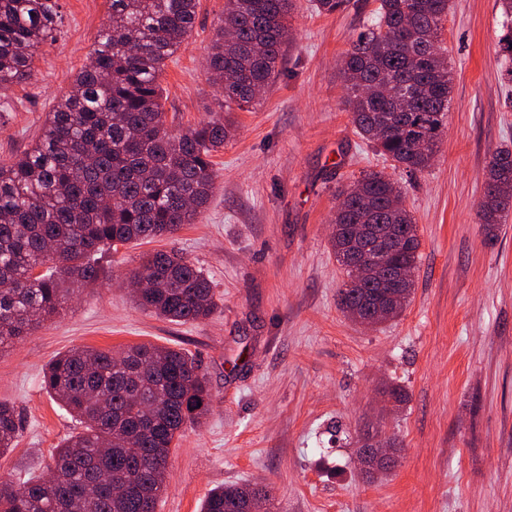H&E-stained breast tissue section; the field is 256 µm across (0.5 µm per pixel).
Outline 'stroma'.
<instances>
[{
  "label": "stroma",
  "instance_id": "stroma-1",
  "mask_svg": "<svg viewBox=\"0 0 512 512\" xmlns=\"http://www.w3.org/2000/svg\"><path fill=\"white\" fill-rule=\"evenodd\" d=\"M60 5L32 78L0 90V162L39 134L107 17V0ZM378 5L348 0L328 14L295 0L273 82L226 113L206 74L224 0H200L161 83L172 131L233 121L212 157L215 191L174 235L104 252L96 286L0 349V400L21 417L0 478L46 473L52 449L82 429L43 387L52 359L150 342L187 352L213 398L172 448L156 512H200L229 484L265 487L276 512H512V215L476 217L492 153L512 149L504 18L498 0H450L441 45L452 101L433 164L412 175L359 136L348 111L341 59ZM365 169L398 184L421 242L406 308L374 326L339 309L345 274L329 244L336 193ZM160 249L203 270L217 300L208 319L174 323L135 303L128 277ZM392 387L402 404H388ZM374 435L393 442L396 463L370 475L360 449Z\"/></svg>",
  "mask_w": 512,
  "mask_h": 512
}]
</instances>
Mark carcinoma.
Returning <instances> with one entry per match:
<instances>
[{
  "mask_svg": "<svg viewBox=\"0 0 512 512\" xmlns=\"http://www.w3.org/2000/svg\"><path fill=\"white\" fill-rule=\"evenodd\" d=\"M108 22L71 90L45 115L40 134L9 163L0 162V347L60 313L69 285L99 281L107 249L169 236L194 223L215 189L211 157L231 137L217 119L173 134L160 84L165 63L193 31L198 0H108ZM449 0H379L372 21L345 53L343 74L356 132L410 173L438 151L453 76L439 55ZM293 0H224L207 57L224 106L245 109L274 78L288 41ZM59 0H0V88L32 76L41 43L53 38ZM512 151L488 161L479 223L500 224L512 211ZM354 196L336 208L331 247L346 280L339 305L367 312L378 288L353 279L350 259L373 261L354 224L393 231L392 265L413 274L416 225L390 177L366 170ZM52 262V270L36 269ZM148 287L139 304L171 322L207 318L211 283L177 251L147 255L132 273ZM44 388L83 424L51 453L49 479L17 486L0 479V512H155L165 490L172 445L211 405L205 373L183 350L151 343L120 356L75 348L50 361ZM20 420L0 401V456L16 446ZM267 490L212 489L201 512H251Z\"/></svg>",
  "mask_w": 512,
  "mask_h": 512,
  "instance_id": "1",
  "label": "carcinoma"
}]
</instances>
